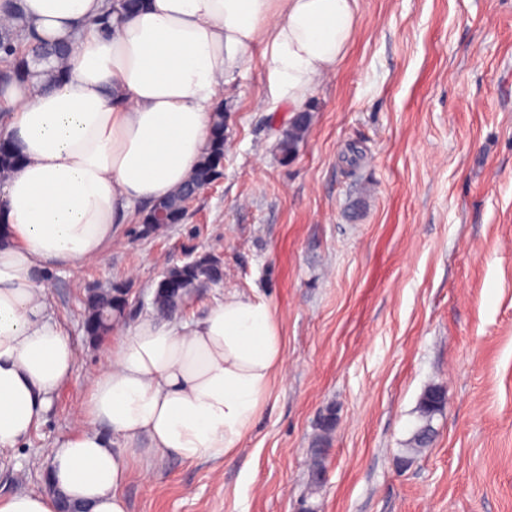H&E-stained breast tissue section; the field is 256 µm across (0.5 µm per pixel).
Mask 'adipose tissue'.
<instances>
[{
    "label": "adipose tissue",
    "mask_w": 512,
    "mask_h": 512,
    "mask_svg": "<svg viewBox=\"0 0 512 512\" xmlns=\"http://www.w3.org/2000/svg\"><path fill=\"white\" fill-rule=\"evenodd\" d=\"M105 0H24L36 36L73 43L66 78L15 91L7 135L23 161L0 184V452L22 444L76 352L47 313L45 271L100 258L134 205L196 167L222 87L264 46L271 99L302 110L345 57L357 0H145L102 28ZM112 355L50 453L54 494L0 496V512H126L121 489L156 460L239 450L285 358L269 301L231 293L198 321L116 325ZM148 447H138L140 438Z\"/></svg>",
    "instance_id": "ef3b65f1"
}]
</instances>
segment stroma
<instances>
[{
  "instance_id": "stroma-1",
  "label": "stroma",
  "mask_w": 512,
  "mask_h": 512,
  "mask_svg": "<svg viewBox=\"0 0 512 512\" xmlns=\"http://www.w3.org/2000/svg\"><path fill=\"white\" fill-rule=\"evenodd\" d=\"M358 19L292 159L278 141L294 114L273 105L258 48L220 96L224 175L187 218L146 237L132 215L97 262L53 269L49 313L77 363L0 464L1 495L46 492L50 451L112 354L84 332L87 291L125 283L132 326L166 267L209 253L224 276L181 319L263 296L285 369L238 457L133 473L128 512H512V0H358ZM431 386L436 436L400 465Z\"/></svg>"
}]
</instances>
